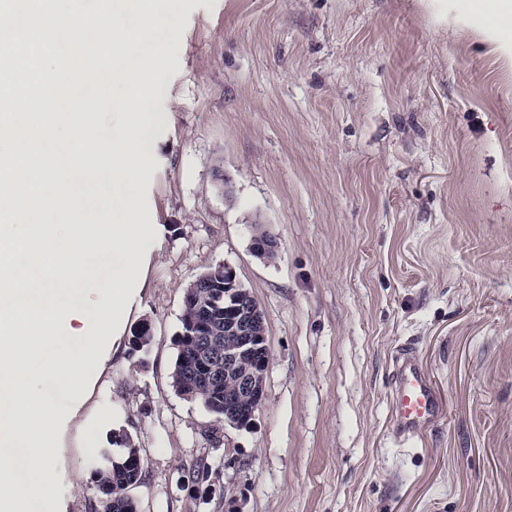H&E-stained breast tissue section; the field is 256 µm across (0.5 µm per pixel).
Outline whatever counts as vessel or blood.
<instances>
[{
	"mask_svg": "<svg viewBox=\"0 0 512 512\" xmlns=\"http://www.w3.org/2000/svg\"><path fill=\"white\" fill-rule=\"evenodd\" d=\"M446 400L411 347L399 346L393 357L392 436L407 445L442 418Z\"/></svg>",
	"mask_w": 512,
	"mask_h": 512,
	"instance_id": "vessel-or-blood-1",
	"label": "vessel or blood"
}]
</instances>
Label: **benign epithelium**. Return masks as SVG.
Listing matches in <instances>:
<instances>
[{
    "instance_id": "benign-epithelium-1",
    "label": "benign epithelium",
    "mask_w": 512,
    "mask_h": 512,
    "mask_svg": "<svg viewBox=\"0 0 512 512\" xmlns=\"http://www.w3.org/2000/svg\"><path fill=\"white\" fill-rule=\"evenodd\" d=\"M250 248L263 259L272 260L278 254L277 238L261 227L251 225ZM224 273V328L219 333L208 321V314L201 315L195 324V335L203 337L200 369L204 377L214 383L230 376L235 378L234 388L224 390V422L237 429L252 426L255 413L262 402L264 378L269 365L270 351L265 334L264 315L251 293L234 277L235 269L221 266ZM230 336L233 342L224 343ZM255 365L246 368L244 361Z\"/></svg>"
}]
</instances>
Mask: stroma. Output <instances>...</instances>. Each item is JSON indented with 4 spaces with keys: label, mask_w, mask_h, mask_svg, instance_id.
<instances>
[{
    "label": "stroma",
    "mask_w": 512,
    "mask_h": 512,
    "mask_svg": "<svg viewBox=\"0 0 512 512\" xmlns=\"http://www.w3.org/2000/svg\"><path fill=\"white\" fill-rule=\"evenodd\" d=\"M177 2L141 178L159 236L105 371L60 413L55 512H96L113 429L146 462L138 512H512V31L476 0ZM224 263L270 350L246 430L171 384L187 288ZM402 344L447 411L399 447ZM258 224H252L250 248L252 252L263 259L272 260L278 254L279 243L277 238L269 231L262 230Z\"/></svg>",
    "instance_id": "obj_1"
}]
</instances>
